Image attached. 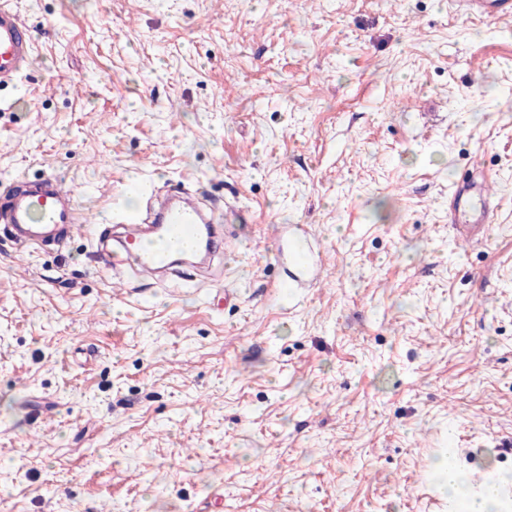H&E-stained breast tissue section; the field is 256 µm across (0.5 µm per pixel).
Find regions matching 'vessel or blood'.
<instances>
[{"label":"vessel or blood","mask_w":512,"mask_h":512,"mask_svg":"<svg viewBox=\"0 0 512 512\" xmlns=\"http://www.w3.org/2000/svg\"><path fill=\"white\" fill-rule=\"evenodd\" d=\"M449 2L492 20L512 14V0ZM34 44L31 29L12 0H0V85L16 83L27 72ZM492 181V176L481 170L450 188L448 221L462 240L479 241L487 224L493 223L497 205L490 191ZM127 221L129 227L121 238L109 233L99 236L100 262L126 264L156 276L170 268L174 241H184L186 248L197 247L208 253L218 249L212 214L188 198H165L158 201L152 220L141 223L131 215ZM82 222L71 192L57 178L35 184L18 176L0 188V224L17 247L63 242ZM277 251L288 258V275L279 281L280 291L311 286L321 279L319 254L302 226L288 230Z\"/></svg>","instance_id":"1"}]
</instances>
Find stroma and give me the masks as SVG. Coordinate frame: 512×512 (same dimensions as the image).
<instances>
[{"mask_svg": "<svg viewBox=\"0 0 512 512\" xmlns=\"http://www.w3.org/2000/svg\"><path fill=\"white\" fill-rule=\"evenodd\" d=\"M14 2L37 60L0 88V185L63 178L87 223L24 253L0 227V512H448L436 458L512 476V18ZM475 164L499 198L469 244ZM135 177L229 208L224 257L102 265ZM292 224L325 277L276 298ZM494 180L480 170L467 180H456L448 191V224L462 240L479 241L485 224H493L497 205L490 185Z\"/></svg>", "mask_w": 512, "mask_h": 512, "instance_id": "35a3bbf8", "label": "stroma"}]
</instances>
